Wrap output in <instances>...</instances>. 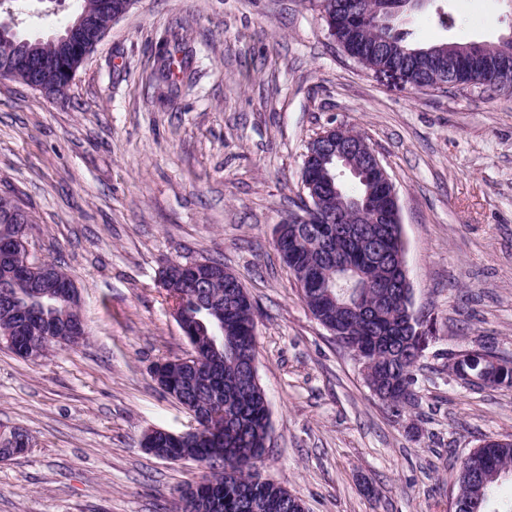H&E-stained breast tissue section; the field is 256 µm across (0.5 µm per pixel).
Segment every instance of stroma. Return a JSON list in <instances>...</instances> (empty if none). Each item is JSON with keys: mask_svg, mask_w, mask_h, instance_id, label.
I'll return each mask as SVG.
<instances>
[{"mask_svg": "<svg viewBox=\"0 0 512 512\" xmlns=\"http://www.w3.org/2000/svg\"><path fill=\"white\" fill-rule=\"evenodd\" d=\"M406 18L414 41L494 42L506 0H441ZM73 0H19V31L49 38ZM181 25L194 85L154 89L159 37ZM351 127L398 196L416 312L434 337L418 402L395 418L351 352L310 314L273 242L300 206L308 143ZM0 196L20 200L39 257L81 298L83 344L37 362L0 345V425L33 445L0 462V512H174L195 462L141 445L193 416L154 381L190 346L159 285L174 261H221L255 308L269 408L263 477L307 512H454L462 461L512 438V388L467 386L449 351L512 356V95L387 86L330 36L320 0H134L61 101L0 80Z\"/></svg>", "mask_w": 512, "mask_h": 512, "instance_id": "stroma-1", "label": "stroma"}]
</instances>
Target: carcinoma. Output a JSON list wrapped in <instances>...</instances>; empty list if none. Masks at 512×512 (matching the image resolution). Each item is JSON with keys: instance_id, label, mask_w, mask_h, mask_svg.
Wrapping results in <instances>:
<instances>
[{"instance_id": "obj_1", "label": "carcinoma", "mask_w": 512, "mask_h": 512, "mask_svg": "<svg viewBox=\"0 0 512 512\" xmlns=\"http://www.w3.org/2000/svg\"><path fill=\"white\" fill-rule=\"evenodd\" d=\"M331 36L347 55L361 54L370 66H387L400 58L398 47L411 52L407 83L412 88L432 79L434 62L443 63L453 85L512 94V75L493 78L490 72L499 61L512 56V40L501 37L495 43L469 42L466 52L459 53V43L423 45L410 40L401 23L379 29L369 25L359 28L347 18L333 19ZM156 87L160 97L171 98L192 83L186 62L177 58L184 52V38L177 29H169L161 37ZM31 46L34 54L55 53V38H30L14 29H0V70L18 56L17 46ZM43 91L64 99L70 83L53 74L42 80ZM367 185L358 179L345 181L341 195L331 197L321 181H314V191L324 207L322 215L311 214V223L323 226L321 235L304 236L298 255L288 252V241L281 243L282 262L290 267L318 266L324 275L336 271L326 264L335 254L365 270L367 275L387 284L359 293L343 281L336 282L332 294L313 284H300L301 297L311 314L326 328L332 329L336 342L357 351L371 362L370 369L381 380L382 403L398 418L416 406L418 377L416 368L424 357L418 337L409 333L400 306L412 303L410 288L396 287L395 276L403 243L393 234L390 224L382 225L380 258L374 259L357 249L354 242L336 232L343 210L361 199ZM19 203L0 197V242L15 236L33 223L30 211L18 210ZM238 277L224 274V280L206 288L186 290L175 285L173 292L185 305L187 323L193 334L188 343L201 360L192 370L181 363L168 365L172 398L198 414L199 435L180 444L161 448L166 460H192L198 464L220 459L224 470L212 472L201 482L181 490L175 512H304L299 499L257 470L266 453L269 410L263 389L247 382L245 368L256 357L257 336L254 307L242 293L237 299L228 296L227 285ZM10 293L23 303L41 308V316L28 328L27 340H36L47 352L52 348L74 347L85 341L83 336H61L59 330L81 316L80 309L64 300L37 297L29 293L23 281L12 283ZM21 316L15 305L0 301V342L4 333L19 325ZM471 363L481 368L491 360L497 362L490 386H512V358L498 355L492 348L476 343L471 346ZM512 440L490 441L475 449L460 466L455 512H512Z\"/></svg>"}]
</instances>
